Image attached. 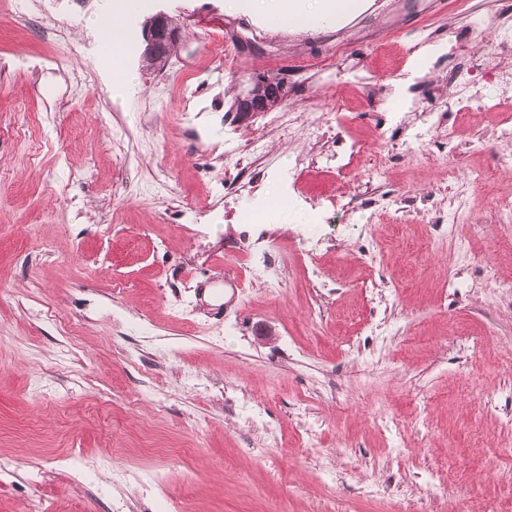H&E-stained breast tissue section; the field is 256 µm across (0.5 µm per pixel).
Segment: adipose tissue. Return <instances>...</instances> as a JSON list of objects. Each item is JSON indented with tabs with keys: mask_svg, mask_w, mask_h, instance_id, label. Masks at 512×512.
Returning <instances> with one entry per match:
<instances>
[{
	"mask_svg": "<svg viewBox=\"0 0 512 512\" xmlns=\"http://www.w3.org/2000/svg\"><path fill=\"white\" fill-rule=\"evenodd\" d=\"M231 7H250L277 27L312 29L329 17L351 16L359 7L357 0H229Z\"/></svg>",
	"mask_w": 512,
	"mask_h": 512,
	"instance_id": "adipose-tissue-1",
	"label": "adipose tissue"
}]
</instances>
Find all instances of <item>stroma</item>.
I'll use <instances>...</instances> for the list:
<instances>
[{
    "label": "stroma",
    "mask_w": 512,
    "mask_h": 512,
    "mask_svg": "<svg viewBox=\"0 0 512 512\" xmlns=\"http://www.w3.org/2000/svg\"><path fill=\"white\" fill-rule=\"evenodd\" d=\"M108 0H0V512H387L391 499L512 512V229L491 223L467 170L433 128L448 104L442 65L414 42L512 0H364L342 23L275 28L228 0H139L112 85L99 52ZM183 23L165 71L141 61L143 22ZM252 42L246 60L227 34ZM290 73L287 101L240 119L256 76ZM409 102L387 140L394 98ZM327 118L315 137L298 115ZM357 112L344 125L343 113ZM356 164L327 169L347 136ZM260 141V155L249 147ZM259 160L257 193L228 190L224 152ZM387 203L364 208L367 175ZM296 174L295 185L282 180ZM292 190L267 224L237 217ZM478 257L448 267V212ZM274 260L285 286L266 292ZM399 418L404 453L375 420ZM390 496H363L367 487Z\"/></svg>",
    "instance_id": "obj_1"
}]
</instances>
